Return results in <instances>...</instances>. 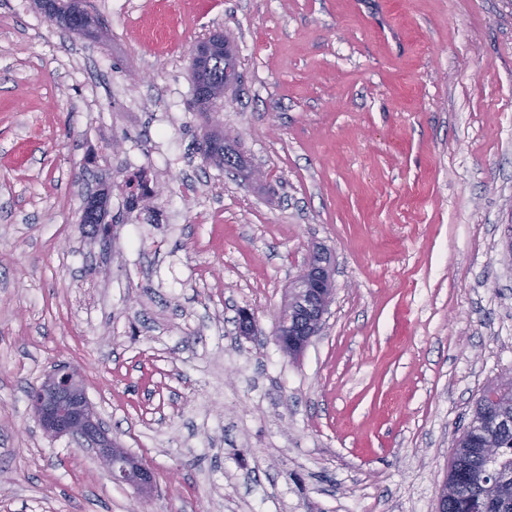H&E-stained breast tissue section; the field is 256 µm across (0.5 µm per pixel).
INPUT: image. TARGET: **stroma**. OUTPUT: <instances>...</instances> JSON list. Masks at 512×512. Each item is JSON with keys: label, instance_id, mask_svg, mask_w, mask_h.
Listing matches in <instances>:
<instances>
[{"label": "stroma", "instance_id": "1", "mask_svg": "<svg viewBox=\"0 0 512 512\" xmlns=\"http://www.w3.org/2000/svg\"><path fill=\"white\" fill-rule=\"evenodd\" d=\"M91 2L76 35L0 0V512H437L512 373V0ZM216 32L214 117L189 51ZM216 131L262 183L199 152ZM319 248L335 298L293 357L276 316ZM58 365L152 495L36 423ZM215 51L211 53L210 59H207L203 68V78L207 84H211L218 88L223 87L225 84L224 74V57L225 55L234 54L229 44V40L223 33L215 34ZM225 44L228 46L225 47ZM211 60V61H210ZM210 62V63H209ZM226 88V87H225ZM224 88V89H225ZM227 89L224 90V95L221 96L220 101L224 104V97L226 96Z\"/></svg>", "mask_w": 512, "mask_h": 512}]
</instances>
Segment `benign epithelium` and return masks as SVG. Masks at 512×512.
<instances>
[{"mask_svg":"<svg viewBox=\"0 0 512 512\" xmlns=\"http://www.w3.org/2000/svg\"><path fill=\"white\" fill-rule=\"evenodd\" d=\"M211 46L209 37L194 45L190 52V81L197 95L206 94L199 80V64ZM334 291L330 257L317 250L296 277L277 316L276 337L284 351L306 347L319 333ZM31 410L46 433L76 438L81 449L106 466L113 480L140 491L154 487L152 469L128 455L108 436L86 399L76 371L66 366L53 369L31 395Z\"/></svg>","mask_w":512,"mask_h":512,"instance_id":"7a95c632","label":"benign epithelium"}]
</instances>
